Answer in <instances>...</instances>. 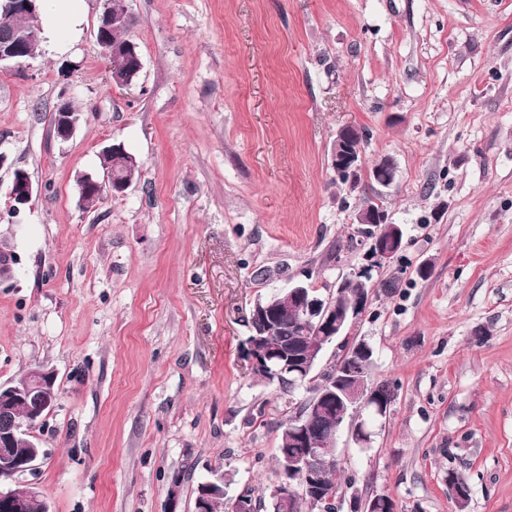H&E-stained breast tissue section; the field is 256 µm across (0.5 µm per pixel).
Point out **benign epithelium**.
<instances>
[{
  "label": "benign epithelium",
  "instance_id": "1",
  "mask_svg": "<svg viewBox=\"0 0 512 512\" xmlns=\"http://www.w3.org/2000/svg\"><path fill=\"white\" fill-rule=\"evenodd\" d=\"M44 0H0V21L4 23L0 33V66L19 65L26 60L25 37L20 30L9 28V23L17 14L25 15L32 23H37L41 10L37 3ZM102 11L98 18L96 43L106 59L110 71L122 70L127 77L114 76V84L128 87L142 69V59L136 44L129 42L118 47L108 39L107 33L128 23L124 15L112 13L111 0H101ZM70 101L62 96L54 107L52 136L66 142L73 137L83 120V113L69 111ZM361 137V131L345 127L338 131L336 144L332 149L330 166L336 178L352 187L365 174L376 184L388 188L395 181V165L389 158H383L370 169H365L364 155L360 146L353 141ZM79 201L86 204L87 197L96 196L103 190L113 194H123L132 184L124 175L110 170L104 171L101 179L84 174L77 179ZM35 194L34 184L28 173L20 168L13 172L8 190L9 212L17 216L31 203ZM356 234L369 243L371 265L351 276L359 284V294L350 306L334 300V296H323L317 289L304 281H296L286 288L279 289L277 300L269 305L254 303L249 321H258L264 332L248 343L247 355L250 370H265L278 385L295 389L304 385H314L309 393L288 418V442L306 449L302 455L287 457L288 475L286 483L275 491V512H291L296 487L302 486L310 495L311 503L320 512L333 505L339 509L340 496L326 488L322 482V457L336 459V440L343 427H348L351 438L362 448L371 442L368 418L386 416L393 400H384L376 394V388L366 377L362 365L370 354V345L363 340H347L348 329L363 315L371 299L375 284L371 270L393 262L403 249V234L398 224L390 225L391 234L384 236L378 225L388 223L384 207L377 202H367L355 216ZM290 306L301 317L299 337L290 345L269 346L275 334L277 307ZM334 342L345 344L336 361L321 367L326 349ZM55 374L47 368L34 372L30 382L16 386L12 383L0 384V413L12 414L15 408H23V417L10 421V425L0 430V502L7 504L9 512H27L29 502L42 498L38 487L32 485L18 497L9 484L28 471L34 469L43 457V451L35 441L28 442L29 452L19 458L14 453L18 436L30 435V429L40 423L54 406L53 383ZM343 397L342 422L332 429L321 448L310 447V437L304 419L323 413L336 405V398ZM350 425H345V420ZM224 479L207 481L199 485V495L194 501V512H209V504L220 494ZM182 479H170L166 512H177L181 499ZM384 496L362 497L354 494L350 498V512H381Z\"/></svg>",
  "mask_w": 512,
  "mask_h": 512
}]
</instances>
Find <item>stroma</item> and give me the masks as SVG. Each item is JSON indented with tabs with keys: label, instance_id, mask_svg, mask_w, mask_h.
I'll return each mask as SVG.
<instances>
[{
	"label": "stroma",
	"instance_id": "stroma-1",
	"mask_svg": "<svg viewBox=\"0 0 512 512\" xmlns=\"http://www.w3.org/2000/svg\"><path fill=\"white\" fill-rule=\"evenodd\" d=\"M85 5L0 69V235L20 257L0 282V384L43 365L58 388L17 488L51 512H164L188 465L178 512L218 478L227 499L268 496L307 392L253 378L249 309L301 272L326 294L366 266L354 220L377 196L404 248L350 334L395 400L369 447L341 433L339 492L457 512L453 473L464 512H512V0H125L143 62L128 89ZM63 96L84 120L61 144ZM345 126L366 164L392 159L391 188L336 180ZM111 142L141 175L85 209L77 179ZM18 168L36 192L14 216Z\"/></svg>",
	"mask_w": 512,
	"mask_h": 512
}]
</instances>
